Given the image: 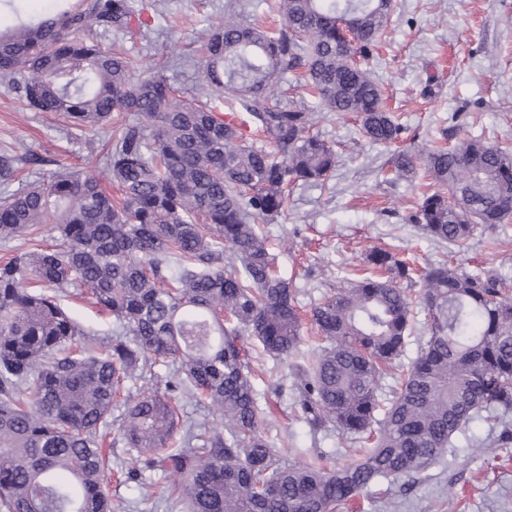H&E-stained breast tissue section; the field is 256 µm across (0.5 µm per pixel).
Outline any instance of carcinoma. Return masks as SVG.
Masks as SVG:
<instances>
[{"instance_id": "cac0c4a2", "label": "carcinoma", "mask_w": 512, "mask_h": 512, "mask_svg": "<svg viewBox=\"0 0 512 512\" xmlns=\"http://www.w3.org/2000/svg\"><path fill=\"white\" fill-rule=\"evenodd\" d=\"M36 22L0 31V79L32 112L63 115L78 131L114 112L107 164L120 196L62 166L0 199V239L56 225L0 264V512H112L101 445L125 393L121 439L151 453L149 468L185 477V512H342L374 483L411 481L438 465L469 424L512 408V297L504 279L445 263L425 271L418 300L406 260L373 248L372 271L312 309L319 343L295 366L299 406L313 428L333 421L365 447L334 469L316 455L290 463L261 431L251 336L274 358L300 353L296 290L277 272L262 224L284 214L286 188L323 184L336 152L312 132L315 113L281 76L305 69L319 106L352 114L369 142L391 145L403 126L383 102L370 60L392 0H274L283 26L244 21L228 0L206 29L198 93L170 83L168 61L144 72L129 41L151 21L136 0H59ZM233 98L239 114H224ZM262 136L270 149L258 148ZM421 162L431 179L414 215L431 240L463 249L483 224L512 219V153L480 139L393 153L397 177ZM73 287L109 312L121 339L103 346L68 316ZM426 313L417 356L388 405L387 370ZM175 367L165 390L138 385ZM179 392L220 426L199 429Z\"/></svg>"}]
</instances>
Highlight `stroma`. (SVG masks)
Instances as JSON below:
<instances>
[{
	"instance_id": "35a3bbf8",
	"label": "stroma",
	"mask_w": 512,
	"mask_h": 512,
	"mask_svg": "<svg viewBox=\"0 0 512 512\" xmlns=\"http://www.w3.org/2000/svg\"><path fill=\"white\" fill-rule=\"evenodd\" d=\"M143 2L157 4L165 16L143 43L141 67L168 60L171 84L193 95L203 30L223 15L225 0ZM380 42L377 74L388 109L406 126L401 146L431 140L452 146L474 138L512 151V0H395ZM315 122L338 153L336 172L324 185L292 188L287 217L265 227L280 275L299 290L304 336L315 334L308 322L314 304L353 278L374 247L416 257L422 266L493 270L512 285V223L485 225L463 250L428 239L411 221L428 182L423 167L396 178L390 149L369 143L354 119L321 111ZM107 140L99 130L76 131L59 114L21 111L0 80V154L17 159L12 181H0V198L58 165L110 186ZM61 304L98 340L115 339L111 314L66 295ZM245 344L269 403L262 429L275 448L291 462L306 453L324 454L331 467L347 461L358 440L332 422L311 432L294 407V360L269 357L251 338ZM498 417L472 423L419 483L403 478L373 485L346 512H512V442L500 440L503 427L512 428V410ZM106 451L113 462L108 491L122 512H184L170 497L179 474L143 467L131 479L119 466L127 457L122 440Z\"/></svg>"
}]
</instances>
